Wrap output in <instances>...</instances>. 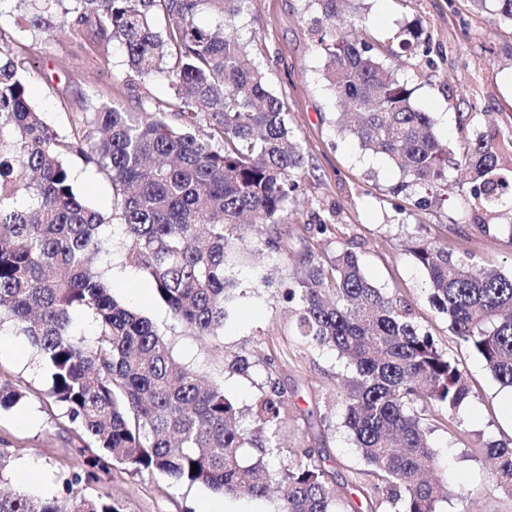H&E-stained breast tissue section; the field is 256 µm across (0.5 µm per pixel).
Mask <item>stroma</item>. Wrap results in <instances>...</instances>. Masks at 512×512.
Wrapping results in <instances>:
<instances>
[{
  "instance_id": "stroma-1",
  "label": "stroma",
  "mask_w": 512,
  "mask_h": 512,
  "mask_svg": "<svg viewBox=\"0 0 512 512\" xmlns=\"http://www.w3.org/2000/svg\"><path fill=\"white\" fill-rule=\"evenodd\" d=\"M307 5V0H248L241 22L248 58L263 67L271 89L283 100L307 164L302 192L290 205V223L238 228L249 241L278 236L283 249L240 263L239 298L223 335L205 343L173 320L145 277L124 266L120 224L105 226L110 251L99 256L97 265L114 297L166 333L175 359L223 381L226 396L238 406L250 405L267 379H276L288 403L289 418L279 436L283 450L325 448L338 482L353 493L368 494L378 505L383 500L379 481L342 426L336 374L344 363L333 351L302 343L292 305L283 297L296 281L293 256L304 246L323 254L352 245L371 283L403 298L413 320L469 373L472 398L448 427L431 436L449 486L473 489L475 512H512V497L490 483L478 449L482 440L512 438V427L504 422L502 389L481 358L431 307L426 271L401 249L408 236L420 231L446 244L450 252L473 253L482 266L510 274L512 247L507 241L512 238V218H496L465 204L470 175L463 168L452 172L456 190L442 203L420 209L411 206L405 194L393 193L398 169L362 150L338 127V108L321 79L325 57L312 40ZM356 8L365 16L369 33L383 44H390L405 25L431 34L434 65L406 55L390 57L389 62L397 77L413 88L414 106L432 114L437 135L450 147H457L462 137L457 103L461 94L486 113L485 130L512 128V25L490 24L470 0H358ZM0 40L22 62L33 105L63 135L69 133L73 118L94 103L137 112L143 102L176 98L164 75L132 72L118 44L92 28L74 30L69 16L60 12L44 32L16 25L9 16L0 18ZM70 166L75 191L91 208L111 215L117 199L107 172L77 157ZM320 221L331 224V233H316ZM483 222L490 224V233L479 231ZM259 275L265 276V284H256ZM236 358L248 360L246 373L223 369V362ZM0 380L33 394L0 413V449L12 455L6 474L10 487L23 485L61 499L71 491L91 497L108 488L124 512H204L218 499L224 512L272 508L265 499L222 498L205 486L177 484L161 474L135 475L112 460L96 467L95 481L66 490V479L85 473L88 459L98 450L84 447L76 425L52 400H37V393L48 387V371L26 337L9 334L0 347Z\"/></svg>"
}]
</instances>
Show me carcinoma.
I'll list each match as a JSON object with an SVG mask.
<instances>
[{
	"mask_svg": "<svg viewBox=\"0 0 512 512\" xmlns=\"http://www.w3.org/2000/svg\"><path fill=\"white\" fill-rule=\"evenodd\" d=\"M16 2L23 5L17 25L46 30L62 9L73 26L95 27L118 43L136 73L167 74L180 124L150 106L125 112L101 104L62 135L30 102L21 64L0 48V328L27 337L50 373L47 396L81 436L131 471L252 499L274 494L278 512H362L336 484L324 450L297 448L280 459L288 413L276 382L252 405L237 406L223 383L176 361L166 335L114 298L91 265L108 244L102 227L120 221L124 265L144 274L173 319L205 341L229 318L240 255L282 250L277 237L247 243L237 235L245 217L287 223L306 164L284 103L262 69L244 61L238 30L247 0ZM313 2L319 15L311 31L326 56L322 78L354 116L348 131L362 149L398 168L394 191L437 198L452 189L450 171L466 167L468 205L512 213V135L478 131L460 154L443 147L430 113L413 105V88L364 37V21L346 11L349 0ZM470 2L512 23V0ZM156 12L174 21L168 31L152 26ZM203 14L216 23L202 24ZM398 38L400 50L434 65L421 29L404 27ZM204 128L207 137L196 135ZM71 156L111 175L118 212L108 218L77 196ZM406 251L427 271L429 303L512 390V275L426 237H410ZM295 261L297 287L286 299L298 335L347 361L344 427L381 478L387 512H436L447 489L430 436L472 396L466 371L411 320L404 301L369 281L353 248L324 260L306 247ZM79 312L93 316V337L72 330ZM27 397L0 383V411ZM247 445L257 449L249 460ZM481 454L495 487L512 496V439L488 441ZM0 512L124 509L110 491L59 499L15 490L0 492Z\"/></svg>",
	"mask_w": 512,
	"mask_h": 512,
	"instance_id": "cac0c4a2",
	"label": "carcinoma"
}]
</instances>
